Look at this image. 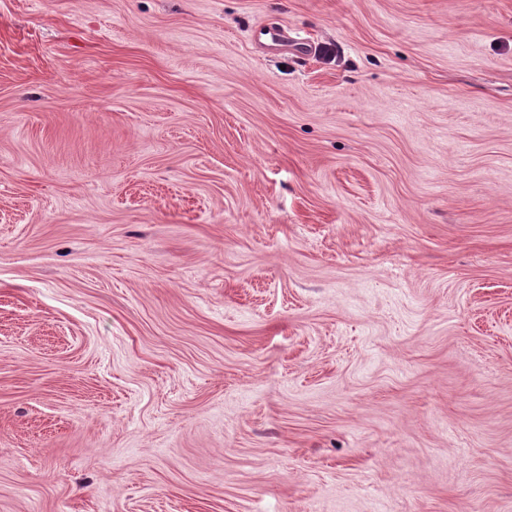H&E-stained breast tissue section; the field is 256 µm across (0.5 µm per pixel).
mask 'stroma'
I'll use <instances>...</instances> for the list:
<instances>
[{"label": "stroma", "mask_w": 512, "mask_h": 512, "mask_svg": "<svg viewBox=\"0 0 512 512\" xmlns=\"http://www.w3.org/2000/svg\"><path fill=\"white\" fill-rule=\"evenodd\" d=\"M0 512H512V0H0Z\"/></svg>", "instance_id": "stroma-1"}]
</instances>
